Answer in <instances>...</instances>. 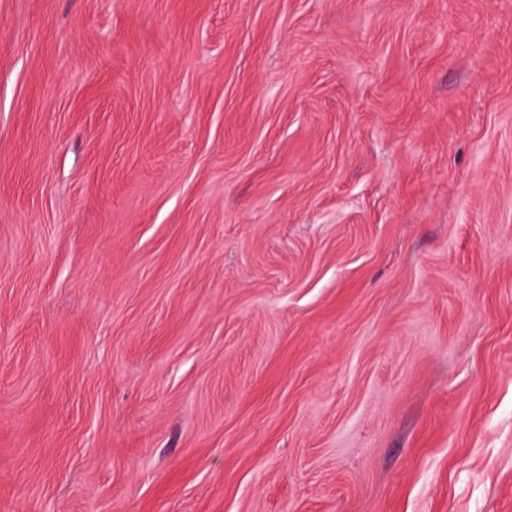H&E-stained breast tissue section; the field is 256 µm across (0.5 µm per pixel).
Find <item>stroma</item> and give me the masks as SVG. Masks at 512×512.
I'll list each match as a JSON object with an SVG mask.
<instances>
[{
    "label": "stroma",
    "mask_w": 512,
    "mask_h": 512,
    "mask_svg": "<svg viewBox=\"0 0 512 512\" xmlns=\"http://www.w3.org/2000/svg\"><path fill=\"white\" fill-rule=\"evenodd\" d=\"M0 512H512V0H0Z\"/></svg>",
    "instance_id": "35a3bbf8"
}]
</instances>
